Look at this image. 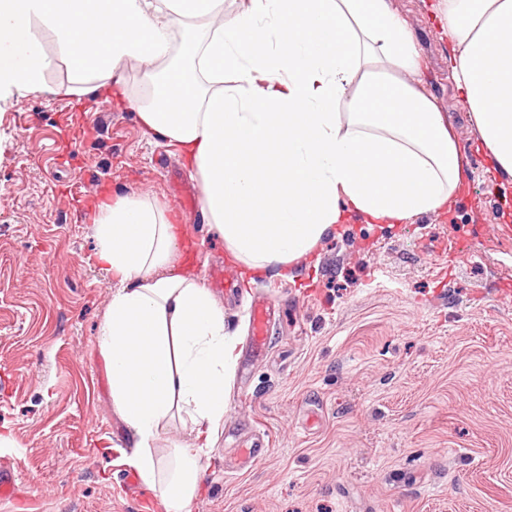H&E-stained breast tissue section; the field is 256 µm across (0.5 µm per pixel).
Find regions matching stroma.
<instances>
[{"instance_id": "stroma-1", "label": "stroma", "mask_w": 512, "mask_h": 512, "mask_svg": "<svg viewBox=\"0 0 512 512\" xmlns=\"http://www.w3.org/2000/svg\"><path fill=\"white\" fill-rule=\"evenodd\" d=\"M391 7L448 118L463 192L409 224L349 217L289 280L233 260L178 145L129 108L53 94L69 68L35 28L47 88L0 99V455L21 489L0 512H140L118 481L129 446L96 346L114 284L84 262L89 217L116 195L168 205L203 280L228 265L279 303L252 361L248 294L213 293L237 363L189 512H512V182L489 169L422 0ZM257 436L267 455L225 471Z\"/></svg>"}]
</instances>
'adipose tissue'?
<instances>
[{
	"label": "adipose tissue",
	"mask_w": 512,
	"mask_h": 512,
	"mask_svg": "<svg viewBox=\"0 0 512 512\" xmlns=\"http://www.w3.org/2000/svg\"><path fill=\"white\" fill-rule=\"evenodd\" d=\"M448 40V70L498 176L512 180V0H423ZM0 0V94L43 90L49 62L31 31L56 38L67 95L116 98L146 133L180 146L201 211L254 274L292 278L344 215L407 224L445 207L465 176L442 112L421 87L413 32L390 0ZM181 64H171L173 53ZM161 65L139 92L127 61ZM87 262L115 281L97 346L128 463L188 512L200 452H159L179 421L204 447L224 422L235 342L203 280L180 270L167 208L119 196L92 217Z\"/></svg>",
	"instance_id": "1"
}]
</instances>
